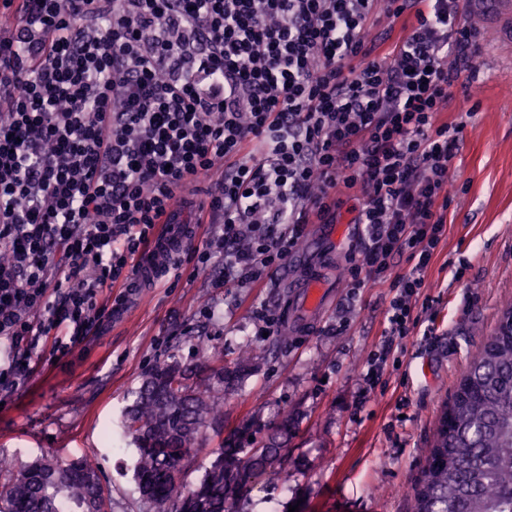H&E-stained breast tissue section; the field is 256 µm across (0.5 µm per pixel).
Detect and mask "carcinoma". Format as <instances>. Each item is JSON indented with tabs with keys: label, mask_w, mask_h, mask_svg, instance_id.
<instances>
[{
	"label": "carcinoma",
	"mask_w": 512,
	"mask_h": 512,
	"mask_svg": "<svg viewBox=\"0 0 512 512\" xmlns=\"http://www.w3.org/2000/svg\"><path fill=\"white\" fill-rule=\"evenodd\" d=\"M257 349L232 368L205 373L176 357L157 366L133 391L125 433L136 447L133 480L142 512H243L255 480L278 478L296 416L283 410L263 443L243 424L209 454L194 488L181 478L202 431L223 418L218 393L245 379ZM103 489L83 459L45 455L0 487V512H99ZM411 512H512V301L497 329L469 361L451 404L435 422Z\"/></svg>",
	"instance_id": "obj_1"
}]
</instances>
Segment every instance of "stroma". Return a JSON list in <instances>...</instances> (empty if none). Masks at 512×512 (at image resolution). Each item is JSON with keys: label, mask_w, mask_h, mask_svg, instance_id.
Returning <instances> with one entry per match:
<instances>
[{"label": "stroma", "mask_w": 512, "mask_h": 512, "mask_svg": "<svg viewBox=\"0 0 512 512\" xmlns=\"http://www.w3.org/2000/svg\"><path fill=\"white\" fill-rule=\"evenodd\" d=\"M479 71L455 85L443 114L464 130L448 176L455 198L447 234L424 273L434 304L431 335L413 332L388 344V285L349 290L344 269L356 234L337 236L316 266L333 285L325 311L307 327L289 325L287 343L261 337L256 311L288 317L285 265L250 288H218L221 266L183 264L126 299L118 324L89 336L83 352L43 361L12 394H0V459L21 467L49 454L86 458L97 468L112 512H138L135 456L122 427L130 391L156 365L177 357L198 366H231L249 346L263 347L244 382L223 398L224 422L202 435L184 483L193 485L208 452L245 421L263 441L278 411L297 416L288 465L276 490L254 484L247 512L295 504L299 512H410L434 421L470 358L493 333L512 298V66L490 27ZM214 310L205 318L203 310ZM387 350L386 384L359 401V374L370 354Z\"/></svg>", "instance_id": "obj_1"}]
</instances>
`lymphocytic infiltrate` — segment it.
Wrapping results in <instances>:
<instances>
[{"label":"lymphocytic infiltrate","mask_w":512,"mask_h":512,"mask_svg":"<svg viewBox=\"0 0 512 512\" xmlns=\"http://www.w3.org/2000/svg\"><path fill=\"white\" fill-rule=\"evenodd\" d=\"M0 391L123 305L178 192L211 183L196 268L270 277L355 194L352 288L409 336L463 131L443 121L482 35L461 0H0ZM401 35L382 52L380 18ZM406 258L408 272H392ZM116 290L114 300L103 292Z\"/></svg>","instance_id":"lymphocytic-infiltrate-1"}]
</instances>
